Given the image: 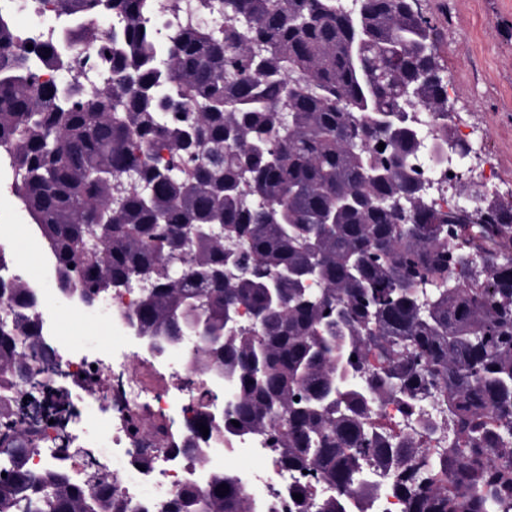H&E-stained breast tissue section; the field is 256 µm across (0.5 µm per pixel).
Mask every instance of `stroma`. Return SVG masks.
I'll return each instance as SVG.
<instances>
[{
    "label": "stroma",
    "mask_w": 512,
    "mask_h": 512,
    "mask_svg": "<svg viewBox=\"0 0 512 512\" xmlns=\"http://www.w3.org/2000/svg\"><path fill=\"white\" fill-rule=\"evenodd\" d=\"M433 28L435 56L448 90V110L480 132L471 153L497 169L492 188L512 199V0H417ZM12 173L0 167V238L24 257V279L55 286V267L28 213L14 195ZM57 332L66 342L111 345L112 326L90 322L60 301Z\"/></svg>",
    "instance_id": "obj_1"
}]
</instances>
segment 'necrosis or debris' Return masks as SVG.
Wrapping results in <instances>:
<instances>
[{
    "mask_svg": "<svg viewBox=\"0 0 512 512\" xmlns=\"http://www.w3.org/2000/svg\"><path fill=\"white\" fill-rule=\"evenodd\" d=\"M419 163L426 177V192L441 209L455 205L451 190L462 180L456 162L433 164L427 153H420ZM134 351L119 347L91 345L57 354L54 361L59 375L47 374L35 393L15 386L12 396L22 402L27 395L37 401L47 399L52 391H60L65 405H75V414L64 407L42 409L37 416L19 413L21 425H36L39 451L31 461L33 469L66 462L75 471H89L116 480L121 492L133 504L147 506L149 512H162L166 503L179 490L191 473L214 474L232 470L238 459L248 458L258 464L243 486L254 501L268 505L271 512H288V489L301 483L300 473L282 468L263 439L239 438L232 450L215 444L203 460L190 461L172 457L164 448L161 435L167 426V413L180 409L184 421H191L190 407H176L168 391L157 389L145 379L128 374V364L137 359ZM387 421L405 437L424 436L421 421L429 420L438 427L436 434L425 437L431 453H441L453 445L456 431L448 413V405L438 396H430L412 413L395 406L382 407ZM68 445L72 455L60 459L58 450ZM150 456V470L138 469L135 459Z\"/></svg>",
    "mask_w": 512,
    "mask_h": 512,
    "instance_id": "1",
    "label": "necrosis or debris"
}]
</instances>
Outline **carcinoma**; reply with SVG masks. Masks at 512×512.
<instances>
[{
  "mask_svg": "<svg viewBox=\"0 0 512 512\" xmlns=\"http://www.w3.org/2000/svg\"><path fill=\"white\" fill-rule=\"evenodd\" d=\"M340 2L34 0L58 37L29 50L0 0V158L59 287L99 295L146 278L153 292L129 312L142 333L174 336L199 315L224 336L186 355L191 373L221 370L233 387L224 444L263 433L281 467L336 487L297 490L295 512H368L375 468L406 512H512V201L448 224L422 191L406 112L409 89L448 116L433 28L416 0ZM48 68L71 76L48 83ZM93 228L102 245L85 250ZM476 238L496 246L488 278ZM5 294L0 512H131L113 481L91 491L63 468L31 469L37 431L9 391L42 347L40 318L19 276L0 277ZM242 310L256 321L242 326ZM432 393L460 440L436 457L374 412ZM212 396L200 386L170 453L207 448ZM165 512L265 509L220 472L185 482Z\"/></svg>",
  "mask_w": 512,
  "mask_h": 512,
  "instance_id": "cac0c4a2",
  "label": "carcinoma"
}]
</instances>
